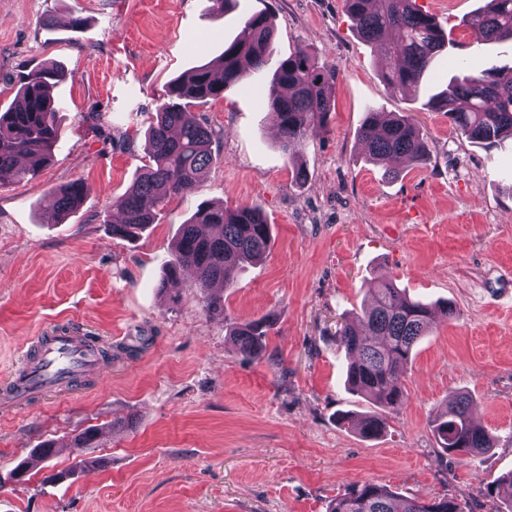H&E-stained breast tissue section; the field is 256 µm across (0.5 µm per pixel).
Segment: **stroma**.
<instances>
[{
    "label": "stroma",
    "instance_id": "35a3bbf8",
    "mask_svg": "<svg viewBox=\"0 0 512 512\" xmlns=\"http://www.w3.org/2000/svg\"><path fill=\"white\" fill-rule=\"evenodd\" d=\"M484 3L417 0L454 44L403 94L383 81L385 60L344 0H234L222 13L212 0H0V113L32 68L68 73L52 90L50 159L0 186V383L62 325L93 331L112 353L76 390L21 407L0 400V512H326L365 480L495 512L488 487L512 471V139L471 144L428 106L461 63L488 56L512 67L511 41L470 44L464 21ZM261 10L275 26L271 60L306 45L335 66L327 131L289 159L268 105L273 72L253 74L194 106L217 157L195 189L140 239L113 238L115 202L145 162L144 132L169 84L217 57ZM47 14L57 26L42 25ZM73 14L84 29L66 26ZM371 111L412 119L427 164L397 162L390 179L366 162L359 130ZM73 180L84 201L61 222L50 192ZM203 203L259 207L271 226L266 258L216 286L221 318L204 313L190 272L173 285L179 303L158 290L181 224ZM384 278L461 316L435 313L400 412L366 440L358 423L374 407L346 386L334 333ZM269 313L277 322L263 358H243L229 326ZM457 392L495 437L484 455H445L434 438L430 421ZM90 427L95 447H72ZM47 440L55 455L15 480ZM58 471L73 477L52 480Z\"/></svg>",
    "mask_w": 512,
    "mask_h": 512
}]
</instances>
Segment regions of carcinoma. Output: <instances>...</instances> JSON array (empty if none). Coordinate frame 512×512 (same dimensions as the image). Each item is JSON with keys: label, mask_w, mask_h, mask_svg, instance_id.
<instances>
[{"label": "carcinoma", "mask_w": 512, "mask_h": 512, "mask_svg": "<svg viewBox=\"0 0 512 512\" xmlns=\"http://www.w3.org/2000/svg\"><path fill=\"white\" fill-rule=\"evenodd\" d=\"M345 4L357 33L386 59L384 81L399 92L416 90L436 54L452 43L416 0H345ZM466 26L473 45L512 41V0H487L466 20ZM273 35L270 15L256 12L244 20L218 57L170 84L169 101L157 109L145 132L149 164L115 202L124 219L112 225V236L138 237L172 198L195 188L215 161L213 133L187 108L222 97L226 87L244 83L247 71L242 62L250 61L253 70L264 69ZM335 76L336 68L320 62L306 46L278 60L269 106L285 154L295 155L307 139L326 130L334 107ZM66 78L63 69L51 66L20 79L12 105L0 113V186L33 176L48 158L57 134L51 89ZM429 105L446 110L452 128L474 144L490 146L512 137V77L498 66L464 65V72L451 78ZM360 140L368 160L375 164L384 166L396 157L416 165L429 161L424 136L404 115L368 113ZM84 194L80 181L55 187L51 195L58 218L75 212ZM270 247V224L260 208L203 205L181 225L166 261L165 280L192 270L202 310L209 316L222 315L224 299L210 292L211 284L229 283L236 271L263 259ZM433 316L430 305L410 298L385 279L371 293L370 303L336 331V342L349 355L348 385L380 409L363 418L361 435H379L388 416L399 412L413 350L431 329ZM274 326L272 316H263L233 327L229 335L243 357L259 359ZM431 426L440 448L449 454L477 457L493 444V436L473 421L471 399L465 394L452 396ZM492 493L504 504V512H512V472L496 480ZM329 512H464V507L453 497L404 498L385 485L364 481L336 497Z\"/></svg>", "instance_id": "1"}]
</instances>
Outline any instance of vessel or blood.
I'll return each mask as SVG.
<instances>
[{
	"label": "vessel or blood",
	"instance_id": "obj_1",
	"mask_svg": "<svg viewBox=\"0 0 512 512\" xmlns=\"http://www.w3.org/2000/svg\"><path fill=\"white\" fill-rule=\"evenodd\" d=\"M36 342L41 348L40 355L29 358L6 386L14 404H25L37 394L63 390L99 369L98 346L88 340L84 329L58 328L37 337Z\"/></svg>",
	"mask_w": 512,
	"mask_h": 512
}]
</instances>
